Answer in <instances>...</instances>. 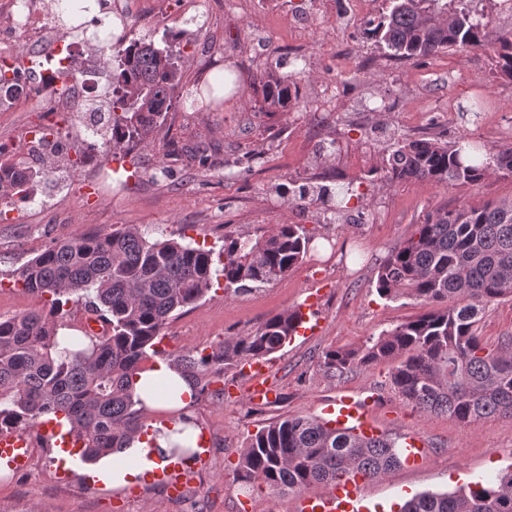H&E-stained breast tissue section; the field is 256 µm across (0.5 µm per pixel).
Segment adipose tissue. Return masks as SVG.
<instances>
[{
	"mask_svg": "<svg viewBox=\"0 0 512 512\" xmlns=\"http://www.w3.org/2000/svg\"><path fill=\"white\" fill-rule=\"evenodd\" d=\"M134 390L141 397L145 409L151 412L187 414L195 404L191 389L178 373L163 361L153 363L139 372L134 379ZM185 433L194 437L198 431L190 426L182 433L172 429L155 436L142 437L132 445L137 459L136 464L114 465L104 460L93 470L92 475L106 487L115 490L144 483L153 475L155 469L164 467L165 462L160 457L161 451L169 449L171 442L180 440Z\"/></svg>",
	"mask_w": 512,
	"mask_h": 512,
	"instance_id": "obj_1",
	"label": "adipose tissue"
}]
</instances>
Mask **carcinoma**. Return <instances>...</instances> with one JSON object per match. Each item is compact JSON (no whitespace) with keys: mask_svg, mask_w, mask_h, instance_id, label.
<instances>
[{"mask_svg":"<svg viewBox=\"0 0 512 512\" xmlns=\"http://www.w3.org/2000/svg\"><path fill=\"white\" fill-rule=\"evenodd\" d=\"M372 34L389 56L404 61L481 48L482 17L466 0H389ZM499 75L512 78V35L494 50ZM168 48L133 40L112 74V139L101 148L130 152L146 142L173 107L182 75ZM301 72L269 71L260 80L264 112L299 104L293 95ZM512 171V147L473 154L464 138L396 144L385 166L390 181L443 187L480 184ZM48 177L43 169L14 163L0 170V201L28 195ZM320 199L341 213L352 189ZM299 224H280L261 236L226 234L219 250L184 238L149 240L134 225L110 232L54 240L16 271L21 290L45 299V307L0 319V430L29 432L47 420L65 423L92 462L130 447L139 433L142 404L133 379L158 348L168 325L202 300L214 284L224 293L249 291L287 276L307 253ZM379 297H410L427 306L413 319L356 349H328L322 367L342 376L359 366L393 364L399 397L424 414H447L465 425L494 415L512 417V337L490 350L478 336L482 315L512 294V205L488 203L439 210L380 265ZM103 322L101 332L61 336L63 319L76 312ZM290 309L243 336L211 349L168 355L193 389L203 393L210 377L242 360L267 357L288 344ZM397 440L364 439L316 419L273 421L254 434L240 454L235 480L271 495L308 491L328 480L359 474L380 478L401 466ZM400 512H512V470L451 494H421Z\"/></svg>","mask_w":512,"mask_h":512,"instance_id":"carcinoma-1","label":"carcinoma"}]
</instances>
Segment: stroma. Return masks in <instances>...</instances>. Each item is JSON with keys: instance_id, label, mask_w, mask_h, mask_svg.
Wrapping results in <instances>:
<instances>
[{"instance_id": "stroma-1", "label": "stroma", "mask_w": 512, "mask_h": 512, "mask_svg": "<svg viewBox=\"0 0 512 512\" xmlns=\"http://www.w3.org/2000/svg\"><path fill=\"white\" fill-rule=\"evenodd\" d=\"M265 11L210 5L203 0L195 21L179 22L172 42L138 26L136 36L156 46L183 50L182 79L166 122L130 156L139 176L127 183H99L102 199L91 204L85 187L109 171L110 153H96L79 170L59 168L42 185L38 203L22 223H0V318L40 306L39 298L9 289L14 273L52 240L134 225L149 238L186 235L221 247L228 232L260 235L281 224H300L311 241L288 276L251 291L208 293L173 320L163 348L180 354L227 336H241L269 316L322 290L317 335L285 346L269 360L278 398L248 400V377L229 369L211 381L192 410L209 440L205 463L192 467L180 495L159 482L121 491L88 489V468L60 480L55 454L44 452L19 476L0 481V512H295L297 493L244 491L233 470L252 435L270 422L293 416L321 418L338 391L378 393L373 417L384 435L419 433L430 458L419 468L400 466L361 485V512H390L421 493L443 494L457 486L512 470V417L496 415L464 425L446 415L414 411L390 383L386 363L334 377L320 364L324 351L356 348L368 337L423 313L416 300L380 298V263L424 223L429 214L459 205L512 202V172L500 171L479 185L443 188L385 179L383 163L403 139L467 137L480 151L512 146V79L494 74L487 48L512 33V15L476 0L483 14L486 49L449 51L397 61L371 31L385 0H370L366 20L336 21L339 0H315L321 18L301 47H293L281 11L287 0H262ZM301 58L300 105L287 112L251 107L267 71L285 74ZM235 74L231 99L218 105L192 101L208 69ZM482 112L465 111L471 99ZM461 109L448 110L451 101ZM164 165L167 176L156 175ZM354 187L361 198L333 216L317 200L319 186ZM307 189L311 200L295 202ZM490 348L512 336V296L492 305L478 324Z\"/></svg>"}]
</instances>
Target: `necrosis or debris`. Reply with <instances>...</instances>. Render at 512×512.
I'll list each match as a JSON object with an SVG mask.
<instances>
[{"instance_id": "4bbe7bcc", "label": "necrosis or debris", "mask_w": 512, "mask_h": 512, "mask_svg": "<svg viewBox=\"0 0 512 512\" xmlns=\"http://www.w3.org/2000/svg\"><path fill=\"white\" fill-rule=\"evenodd\" d=\"M171 5L172 0H116L114 22L107 24L101 39L85 41L79 71L71 74L66 70L70 33L58 21L60 11L73 10L76 0H0V65L22 86L20 92L0 94V112L39 115L21 142L0 140V165L26 158L52 171L60 163L77 161V153L68 148L70 140L97 144L98 136L82 134L74 118L92 101L99 111L107 109L105 95L98 92L107 77L105 53L124 48L134 15L154 30L168 29Z\"/></svg>"}]
</instances>
